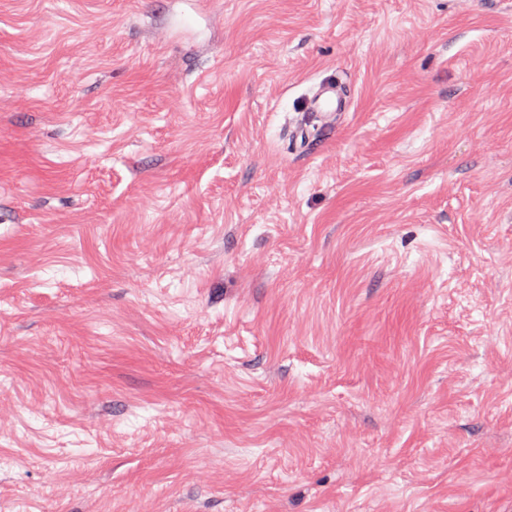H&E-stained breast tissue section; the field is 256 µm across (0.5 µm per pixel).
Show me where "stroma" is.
Listing matches in <instances>:
<instances>
[{
	"mask_svg": "<svg viewBox=\"0 0 512 512\" xmlns=\"http://www.w3.org/2000/svg\"><path fill=\"white\" fill-rule=\"evenodd\" d=\"M510 472L512 0H0V512ZM352 100L353 90L349 84L324 81L314 87L309 103L311 112H317L324 120L332 121L338 112H348Z\"/></svg>",
	"mask_w": 512,
	"mask_h": 512,
	"instance_id": "obj_1",
	"label": "stroma"
}]
</instances>
